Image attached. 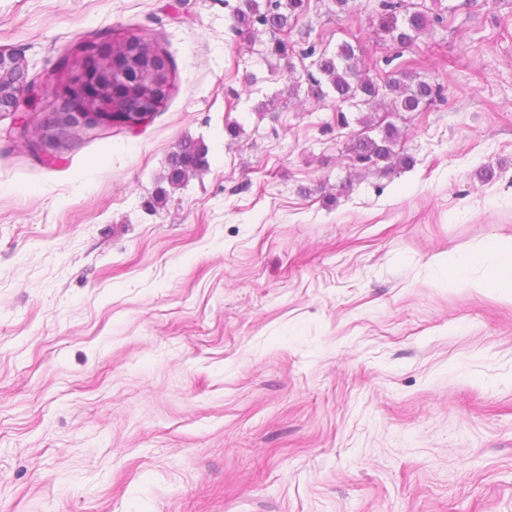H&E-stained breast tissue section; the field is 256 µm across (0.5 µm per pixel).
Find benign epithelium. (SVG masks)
Masks as SVG:
<instances>
[{"label":"benign epithelium","mask_w":512,"mask_h":512,"mask_svg":"<svg viewBox=\"0 0 512 512\" xmlns=\"http://www.w3.org/2000/svg\"><path fill=\"white\" fill-rule=\"evenodd\" d=\"M86 44L88 48L81 64L70 72L67 88L58 93L61 109L55 113L48 130L26 115L39 96V86L27 79L22 57L0 48V112L22 113L15 131L26 145L42 149L47 139L54 135L91 129L112 120V101L108 100L98 108H92L90 104L102 97L99 76H112L117 64L112 52H102L97 42L88 40Z\"/></svg>","instance_id":"1"}]
</instances>
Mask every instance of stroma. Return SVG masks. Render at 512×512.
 Returning <instances> with one entry per match:
<instances>
[{
    "instance_id": "1",
    "label": "stroma",
    "mask_w": 512,
    "mask_h": 512,
    "mask_svg": "<svg viewBox=\"0 0 512 512\" xmlns=\"http://www.w3.org/2000/svg\"><path fill=\"white\" fill-rule=\"evenodd\" d=\"M240 2L0 0L39 122L84 38L172 63L134 130L35 154L0 116V512H512V302L447 268L512 246V0H406L444 21L405 47L308 0L284 58ZM345 42L440 95L337 111L306 72ZM367 115L410 166L353 164ZM206 164L205 148L198 141L185 139L168 159V179L171 184L177 185L183 181L187 173L200 170L204 168Z\"/></svg>"
}]
</instances>
